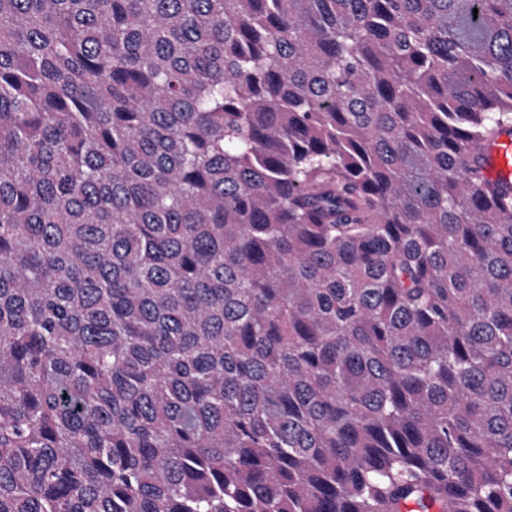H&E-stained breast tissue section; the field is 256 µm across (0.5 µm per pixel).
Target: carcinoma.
I'll return each instance as SVG.
<instances>
[{
	"label": "carcinoma",
	"instance_id": "carcinoma-1",
	"mask_svg": "<svg viewBox=\"0 0 512 512\" xmlns=\"http://www.w3.org/2000/svg\"><path fill=\"white\" fill-rule=\"evenodd\" d=\"M508 128L512 0H0V512H512ZM483 174L503 187H512V132L503 131L489 143Z\"/></svg>",
	"mask_w": 512,
	"mask_h": 512
}]
</instances>
